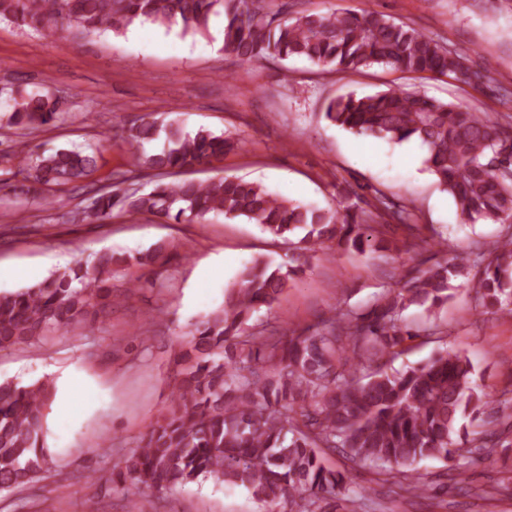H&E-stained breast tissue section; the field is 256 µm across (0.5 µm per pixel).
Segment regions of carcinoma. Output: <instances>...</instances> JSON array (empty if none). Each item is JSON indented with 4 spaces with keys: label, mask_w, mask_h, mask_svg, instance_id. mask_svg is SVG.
Returning a JSON list of instances; mask_svg holds the SVG:
<instances>
[{
    "label": "carcinoma",
    "mask_w": 512,
    "mask_h": 512,
    "mask_svg": "<svg viewBox=\"0 0 512 512\" xmlns=\"http://www.w3.org/2000/svg\"><path fill=\"white\" fill-rule=\"evenodd\" d=\"M220 13L225 50L247 66L270 57H298L336 72L382 64L470 84L462 78L467 69L462 54L376 11L288 17L266 0H0V20L55 37L121 34L140 20L166 27L179 23L183 32L197 33ZM62 113L55 94L18 91L0 115V128L23 138ZM324 117L354 134L421 141L428 150L427 168L463 222L512 224V128L497 119L402 89L332 99ZM125 134L139 145L160 141L137 157L141 167L159 176L207 167L240 148L239 142L202 127L184 133L155 119L133 124ZM14 158L21 184L1 182L0 199L19 200L69 185L90 194L87 205L62 214L72 224L102 223L116 210L150 214L168 224L199 223L222 213L286 241L302 230L296 243L301 250L334 241L363 253L375 247L371 224L409 228L413 218L408 205L378 188L367 209L324 210L277 197L236 176L160 183L143 194L95 187L87 183L95 155L78 148ZM509 245L512 236L470 263L435 262L410 270L367 314L338 305L319 324L293 329L284 341L248 328L255 313L279 300L297 269H272L262 261L245 267L224 306L189 331V348L181 355L185 367L173 386L175 405L140 436L105 482L128 500L131 512L142 489L170 490L202 475L245 487L272 512L281 507L336 512L348 476L325 460L337 450L354 463L390 465L387 475L400 486L427 458L453 460L455 469L464 468L461 448L480 450L501 441L491 420L470 434L460 426L466 417L481 420L490 403V394L472 383L470 361L444 352L394 373L382 360H393L417 337L403 323L402 312L412 305L436 312L460 276L468 278L482 307L511 318ZM114 264L113 255L104 253L36 286L0 294V350L57 331L75 336L96 322L112 306ZM470 267L477 269L472 276ZM53 387L50 381L26 386L0 381V490L24 488L50 473L44 408Z\"/></svg>",
    "instance_id": "cac0c4a2"
}]
</instances>
